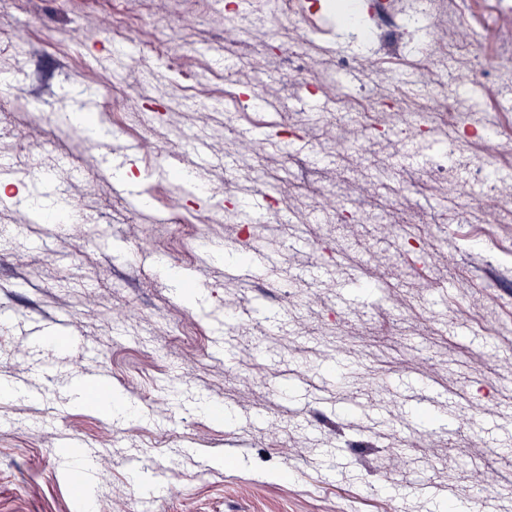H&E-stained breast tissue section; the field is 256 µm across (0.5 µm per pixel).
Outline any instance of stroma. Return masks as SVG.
Instances as JSON below:
<instances>
[{
    "label": "stroma",
    "mask_w": 512,
    "mask_h": 512,
    "mask_svg": "<svg viewBox=\"0 0 512 512\" xmlns=\"http://www.w3.org/2000/svg\"><path fill=\"white\" fill-rule=\"evenodd\" d=\"M241 15L234 0H0V160L32 154L42 166L0 180V383L22 391L0 397V512H81L86 500L95 512H443L448 487L512 483V223L494 219L489 185L471 181L466 222L432 182L377 224L326 197L297 223L287 209L306 177L353 204L373 196L370 180L339 176L357 153L323 151L335 124L296 130L291 113H368L370 163L423 173L432 131L406 142L378 117L395 98L419 110L429 87L455 94L464 67L476 85L460 109L499 135L490 152L465 134L466 156L512 179V90L481 83L493 58L512 55V13L502 0H444L437 28L393 46L376 29L365 45L347 28L332 44L314 32L299 70L285 55L300 16H270L250 38ZM437 40L447 59L420 72ZM463 41L468 53H453ZM348 57L356 65L336 70ZM17 89L36 92L39 110L14 108ZM85 94L137 154L56 138L58 114ZM270 134L280 148L249 151ZM168 152L190 173L178 189L159 172ZM124 165L129 196L112 188ZM60 185L83 222L51 235L25 223L18 202ZM173 199L186 220L174 235L146 221ZM332 211L347 226L342 253ZM410 212L425 221L404 238ZM264 238L287 281L228 276L224 254ZM369 275L390 284L382 300L359 290ZM257 302L267 320L256 321ZM61 321L62 345L49 338ZM81 371L109 373L133 417L79 400ZM425 386L439 392L430 427L409 400ZM452 391L487 410L463 434L448 431ZM202 399L222 401L229 422L203 413ZM402 442L415 452L400 454ZM440 459L448 468H434ZM460 461L483 467L463 474ZM410 476L419 483L405 497L396 486Z\"/></svg>",
    "instance_id": "1"
}]
</instances>
